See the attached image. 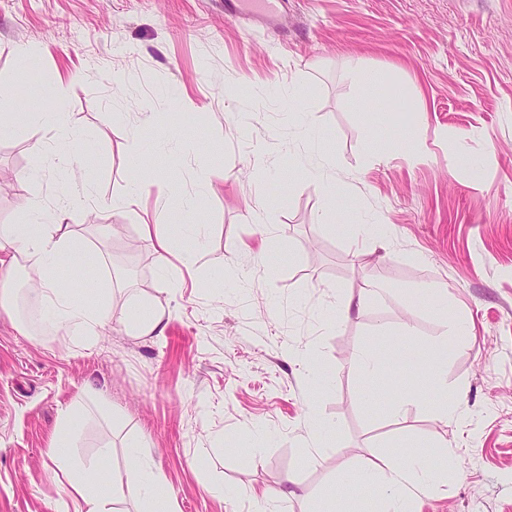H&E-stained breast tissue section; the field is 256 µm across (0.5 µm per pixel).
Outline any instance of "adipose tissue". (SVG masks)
<instances>
[{
  "instance_id": "adipose-tissue-1",
  "label": "adipose tissue",
  "mask_w": 512,
  "mask_h": 512,
  "mask_svg": "<svg viewBox=\"0 0 512 512\" xmlns=\"http://www.w3.org/2000/svg\"><path fill=\"white\" fill-rule=\"evenodd\" d=\"M52 107L31 97L24 107H17L10 86L0 85V134L16 126L34 127L51 133L55 140L57 160L67 173H74L76 148L87 145L89 136L71 128L65 110V86L49 93ZM77 198L62 194L55 212L34 207L27 223L0 225V306H9L13 299L14 277L26 271L35 282V297L41 300L48 320L68 336L89 337L111 324V315L99 305L96 295L77 298L70 285L62 282L59 269L63 258H70L83 267L100 262L97 253L82 249L70 225L64 224V210L77 205ZM73 410H64L62 432L53 440L50 457L68 483L69 496L75 512H116L115 489L99 473L74 471L67 452L66 430L74 423ZM130 477L126 492L134 499H150L164 482L163 474L145 458L140 443H130L126 450ZM428 451L404 455L402 461H385L371 468L352 472L339 468L336 483L339 493L374 489L378 492L376 512H410L415 494L427 492L445 481L454 468L453 456H445L441 464L432 465Z\"/></svg>"
}]
</instances>
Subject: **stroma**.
Segmentation results:
<instances>
[{
	"instance_id": "1",
	"label": "stroma",
	"mask_w": 512,
	"mask_h": 512,
	"mask_svg": "<svg viewBox=\"0 0 512 512\" xmlns=\"http://www.w3.org/2000/svg\"><path fill=\"white\" fill-rule=\"evenodd\" d=\"M22 47L40 76L17 100L67 83L69 124L93 142L71 181L34 150L40 132L0 137V224L90 191L67 222L104 262L76 293L98 289L112 322L82 340L0 310V512H62L49 451L77 400L79 467L122 485L142 442L170 512H343L341 464L420 444L461 472L415 512H512V0H290L277 29L228 19L224 0H0V83L18 88ZM363 70L397 94L367 96ZM138 155L166 199L130 196ZM434 285L446 312L408 300ZM146 303L163 335L129 331ZM449 314L472 330L441 359L460 425L393 355L429 351ZM368 343L387 355L382 395L353 366Z\"/></svg>"
}]
</instances>
